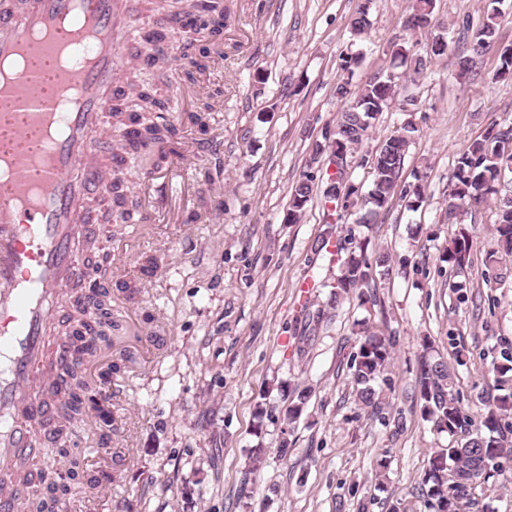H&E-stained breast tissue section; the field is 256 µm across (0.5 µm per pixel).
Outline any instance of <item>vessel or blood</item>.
<instances>
[{
  "mask_svg": "<svg viewBox=\"0 0 512 512\" xmlns=\"http://www.w3.org/2000/svg\"><path fill=\"white\" fill-rule=\"evenodd\" d=\"M77 25L71 38L86 60L55 76L47 92L33 68L0 77V139L12 150L0 187V473L33 465L41 444L37 419L56 411L41 393L39 376L47 334L62 302L92 311L86 295H68L91 259L88 243L114 246L93 202L132 176L114 158L112 105L126 99L121 74L132 21L147 24L139 0H0V63L35 58L52 48L62 21ZM44 134V154L32 161L28 141ZM154 200L143 215L160 221L156 205L170 189L168 176L138 173Z\"/></svg>",
  "mask_w": 512,
  "mask_h": 512,
  "instance_id": "vessel-or-blood-1",
  "label": "vessel or blood"
}]
</instances>
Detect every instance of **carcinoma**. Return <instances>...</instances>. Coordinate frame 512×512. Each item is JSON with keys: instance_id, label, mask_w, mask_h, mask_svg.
<instances>
[{"instance_id": "cac0c4a2", "label": "carcinoma", "mask_w": 512, "mask_h": 512, "mask_svg": "<svg viewBox=\"0 0 512 512\" xmlns=\"http://www.w3.org/2000/svg\"><path fill=\"white\" fill-rule=\"evenodd\" d=\"M501 0H488V8L482 20L472 24L462 23V34L466 41V55L458 62V77L465 78L477 72L478 61L497 42L501 25L512 22V17L503 13L497 4ZM435 0H409L407 10L408 29L417 33L430 26L435 10ZM225 23L224 11H219L205 29L212 35L211 46L183 63L185 74L194 79L210 68L216 56L224 57L219 41ZM350 29L354 36L362 37L369 26L368 11L359 6L350 17ZM155 34H150L137 50V57L147 66L155 67L159 57L154 54ZM447 51V41L434 36L427 39L423 52L418 53L406 43L394 44L391 63L414 74L423 73L433 60ZM360 56L350 54L343 59L341 70L347 74L336 82L334 94L346 104L336 121V129L318 145L322 153L331 148L342 151L345 158L353 157L359 145L369 138L375 120L386 111L395 94L394 76L381 71L371 79L354 86L350 77L358 66ZM512 77V46L500 50L499 65L493 73L483 77L489 84ZM156 90L139 95L141 113L138 114L140 129L135 141L122 149L130 152L145 148L157 141L172 146L176 129L162 115L164 102ZM198 110L189 114L192 126L207 131L205 112L210 109L208 99L202 97ZM414 128L407 125L403 132L384 140L374 153L362 158L359 165L370 167L371 182L366 193L341 174L333 176L328 189L322 193V206L336 215L348 211L357 204L365 208L360 222L376 223L387 211L394 195H399L409 211L418 210L424 199V181L427 174L416 176L417 183L411 188L400 187V177ZM512 174V121L489 123L484 135L474 139L456 158L451 173L453 189L448 202V211L461 207L477 208L495 196V232L497 246L506 255H512V197L509 196L507 177ZM314 176L305 173L291 191V208L288 223L295 224L303 214L305 205L312 199ZM473 237L463 227L457 229L448 240L442 261L453 270H461L470 259ZM320 249L336 257L339 275L331 293L329 308L337 309L344 303L358 299L365 304L375 295L372 285L375 275L389 270L392 255L383 250L374 255L366 252L363 243L349 236L336 243L321 242ZM358 349L353 355L349 370L355 388L357 405L376 420L386 425L383 390L376 388L378 381H387V373L393 361V344L389 338L369 327L359 329L356 337ZM423 354L419 374L414 388V397L421 403L425 421L441 432L448 433V447L434 451L428 461L421 480V491L432 512H465L472 504L477 488L487 484L499 471L502 461L512 460V345H501L498 356L492 362L489 374L498 390L496 395L480 396L482 413L473 418L463 406L464 395L459 388V378L446 360L432 354L429 338L422 339ZM55 375L63 380L75 381L62 400L64 408L61 419L55 421L57 431H62L70 421L92 413L99 421L110 410L103 406H89L83 400L85 385L76 381L77 371L71 362H61L55 367ZM309 399L305 389L292 393V400L284 413L283 422L293 426L301 417Z\"/></svg>"}]
</instances>
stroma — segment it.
I'll list each match as a JSON object with an SVG mask.
<instances>
[{"mask_svg": "<svg viewBox=\"0 0 512 512\" xmlns=\"http://www.w3.org/2000/svg\"><path fill=\"white\" fill-rule=\"evenodd\" d=\"M357 5L224 0V65L209 76L223 101L211 125L223 136L204 162L174 180L162 236L123 227L130 274L141 287L132 300L113 292L119 328L92 363L111 367L139 346L146 365L125 372L119 388L102 386L118 428L108 444L86 422L69 427L84 471L98 473L107 452L114 479L96 495L78 483L67 512H429L420 476L448 437L422 420L413 396L421 340L431 337L447 359L462 349L456 372L473 416L476 384L496 348L512 343V258L491 270L482 264L494 206L457 217L474 232L473 263L462 276L468 303L452 289L460 276L440 262L454 159L488 119L512 121V80L489 88L459 78L460 24L480 20L486 0H436L432 32L444 36L448 53L418 77L395 70L397 93L362 148L374 152L413 124L401 180L427 174L426 199L415 212L393 203L380 224L357 223L352 212L327 223L318 198L327 163L314 159L313 147L333 133L342 110L333 93L341 59L362 52L354 79L363 81L390 66L392 45L406 36L407 0H371L359 40L349 26ZM306 171L316 177V196L292 224L291 189ZM418 224L426 235L413 236ZM335 230L367 241L369 251L388 250L396 264L378 278L375 303L330 312L300 356L284 344L305 330L303 301L322 308L329 300L336 268L316 247ZM151 255L160 262L149 274L142 265ZM308 280L314 286L306 296ZM362 319L395 339L386 412L399 415V425H383L355 403L348 364L357 350L352 326ZM298 386L311 395L287 431L288 391ZM257 449L262 463L252 474ZM380 459L387 463L381 471ZM469 512H512V463L477 489Z\"/></svg>", "mask_w": 512, "mask_h": 512, "instance_id": "35a3bbf8", "label": "stroma"}]
</instances>
